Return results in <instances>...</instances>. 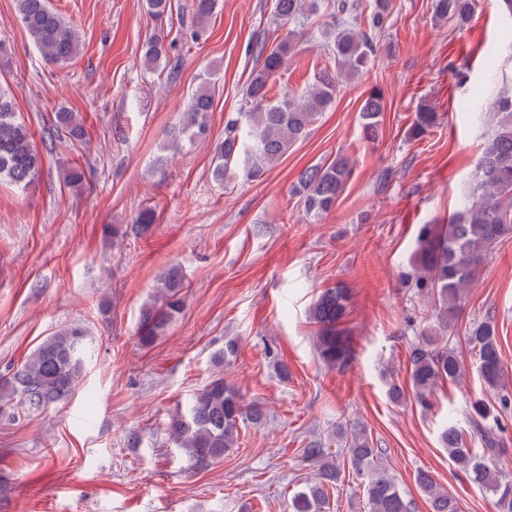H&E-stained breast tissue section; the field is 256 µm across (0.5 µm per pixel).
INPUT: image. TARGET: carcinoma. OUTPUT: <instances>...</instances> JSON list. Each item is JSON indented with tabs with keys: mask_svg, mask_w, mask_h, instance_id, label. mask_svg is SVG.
<instances>
[{
	"mask_svg": "<svg viewBox=\"0 0 512 512\" xmlns=\"http://www.w3.org/2000/svg\"><path fill=\"white\" fill-rule=\"evenodd\" d=\"M217 7V0H190L194 19V38H200ZM22 23L42 58L49 64L64 66L80 51L75 30L47 0H17ZM320 0H275L274 13L291 23L308 10L315 13ZM334 28L327 48L336 65L333 72L322 71L314 82L282 98L268 97L270 81L292 57L300 33L287 29L274 46L257 47L261 59L243 89L244 111L224 126V139L213 148L212 174L216 181L241 170L248 180H257L301 140L318 116L334 102L340 84L369 72L378 55L391 46L378 40L392 13V0H371L368 28H361L358 0H337ZM434 18L461 29L474 15V0H433ZM144 65H164L176 69L168 58L165 36L154 35L144 47ZM215 89L204 84L190 100L180 123L168 142L193 139L207 128ZM386 105L382 92L369 93L360 109L363 140L380 137L382 112ZM492 123L483 150L474 163L470 190L461 209L446 224H423L415 247L399 275L400 287L424 302L433 324L422 329L409 345L408 383L387 381L391 403L402 405L414 398L424 408L433 407L432 398L444 384H457L463 376L462 361L452 336L466 291L476 280L481 266L497 248L512 239V90H501L492 102ZM439 123V114L426 104L414 113L406 137L418 140ZM86 131L79 115L67 107L53 114L45 146L56 140L81 141ZM43 157L34 146L28 127L19 119L15 104L0 88V181L27 188L37 178ZM354 160L340 152L324 163L303 168L292 195L309 217L331 212L344 195ZM156 222L150 208L136 213L130 232L144 235ZM186 277L177 265H170L156 276L153 293L139 313V342L147 347L165 335L168 326L184 309ZM350 304L347 289L336 285L324 289L310 309L317 324L314 347L319 361L328 370L350 365L355 351L348 330L343 327ZM89 329L79 323L61 327L45 337L18 367L0 375V416L27 417L58 406L74 394L85 375L84 352ZM466 342L475 355L477 371L491 397L476 400L471 407L468 429L454 426L440 433L441 443L456 467L471 483L495 498L499 512H512V478L489 462L501 453V421L512 414V393L504 383L495 313L488 311L470 323ZM237 342L228 340L213 355L215 364L233 362ZM266 414L255 401H249L236 386L217 376L192 396L188 410L172 416L167 424L169 439L184 455L189 469L203 471L224 460L235 447L240 425L260 426ZM346 459L364 480L367 512H412V501L384 464L385 450L374 447L360 423L340 425L327 442L313 440L303 448L304 462L313 479L294 496L293 512H326L329 492L340 478ZM415 482L430 502L431 512H460L456 498L439 486L424 470L417 471Z\"/></svg>",
	"mask_w": 512,
	"mask_h": 512,
	"instance_id": "cac0c4a2",
	"label": "carcinoma"
}]
</instances>
